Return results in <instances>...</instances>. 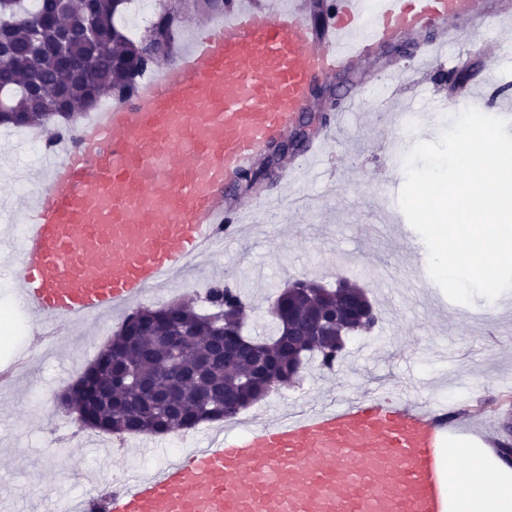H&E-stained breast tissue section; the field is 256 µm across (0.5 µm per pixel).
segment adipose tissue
I'll list each match as a JSON object with an SVG mask.
<instances>
[{
    "instance_id": "adipose-tissue-1",
    "label": "adipose tissue",
    "mask_w": 512,
    "mask_h": 512,
    "mask_svg": "<svg viewBox=\"0 0 512 512\" xmlns=\"http://www.w3.org/2000/svg\"><path fill=\"white\" fill-rule=\"evenodd\" d=\"M461 458L451 471L454 512H512V465L497 457L483 442H468L466 449H451Z\"/></svg>"
}]
</instances>
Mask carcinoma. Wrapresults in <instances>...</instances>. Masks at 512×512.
<instances>
[{
  "label": "carcinoma",
  "instance_id": "obj_1",
  "mask_svg": "<svg viewBox=\"0 0 512 512\" xmlns=\"http://www.w3.org/2000/svg\"><path fill=\"white\" fill-rule=\"evenodd\" d=\"M23 2L0 0V64L10 53L24 50L34 25L41 18L55 15V22L44 23L39 29L44 50L26 55L21 64L11 69V111L24 115L26 127L52 125L57 132L66 133L75 128L77 119L84 118L85 112L89 111V100L99 102L108 98L121 102L129 98L148 71L169 62L177 52L180 21L177 12L162 3L159 4L158 18L148 34L133 39L115 22L129 0H43L41 9L32 13L25 9ZM87 22L97 32V38L93 40L81 35V29ZM63 41L71 58L82 64H90L85 73L73 75L61 68L53 49ZM32 87L49 105L54 102L60 89H66L69 111L60 116L55 112L34 109L28 98V90ZM278 156V148L275 147L244 181L257 183L268 179L271 166ZM307 284L313 290L323 291L329 305H335L342 299L356 300L365 296L363 288L352 280L346 281L345 286L337 290H327L315 280H309ZM307 308L306 304L294 306L293 317L275 322L271 336H248L244 334L242 296L236 288L224 282L210 287L209 310L206 312L197 311L189 301L158 309L142 306L138 311L161 334L166 333L172 325L192 332V341L180 352L181 361L193 366L200 359H207L209 381L238 388L243 407L247 408L266 398L268 387L256 378V371L248 361L226 365L223 358L211 354L205 337L218 328L243 336L251 353L268 356L264 366L266 378L276 379L277 387L286 388L296 382V376L309 361L316 360L321 367L331 370L344 357L347 335L346 330L339 327L324 329L323 338L313 350L288 345V335L310 332ZM126 329L127 324H122L113 336L112 344L126 349V357L134 374L158 387L163 386L164 380L155 377V372L160 362L168 356L167 351L158 346L151 336H138L134 345L127 346L130 337L126 335ZM108 377L107 361L102 355L69 389L70 408L85 415V425L120 437L149 433L160 435L167 431L164 423L143 414L136 402L133 387L124 391L130 401L119 411L96 400L88 391V384ZM222 419L223 401L217 395L205 408L186 401L180 424L193 428L204 422Z\"/></svg>",
  "mask_w": 512,
  "mask_h": 512
}]
</instances>
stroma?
Returning a JSON list of instances; mask_svg holds the SVG:
<instances>
[{
  "label": "stroma",
  "instance_id": "obj_1",
  "mask_svg": "<svg viewBox=\"0 0 512 512\" xmlns=\"http://www.w3.org/2000/svg\"><path fill=\"white\" fill-rule=\"evenodd\" d=\"M455 52L445 48L428 66L415 60L371 52L354 65L325 78L344 105L349 88L366 90L373 104L397 97L406 114L394 124L374 123L369 113L346 118L330 162L304 172L294 194L309 208L281 214L278 223H257L243 241L226 242L222 252L197 272V283L228 282L247 308L249 332L270 317L279 292L295 279L335 287L357 280L381 312L377 329L361 345H347L333 370L310 364L285 395L256 404L260 418L301 406L316 407L381 389L411 397L433 396L448 406L450 432H468L475 416L512 414L505 381H512V290L500 300L482 297L466 305L451 301L435 283H423L399 224L405 216L398 196L405 181V159L420 142L437 141L451 127L447 102L455 92L443 77L454 68ZM464 93H480L487 115L512 102V24L484 29L467 56ZM391 82H383V75ZM442 102L430 124H411L407 114L424 101ZM35 172L29 149L0 150V226L11 224L17 193L32 194L36 179L10 181L12 169ZM122 314L92 324H73L63 334L39 338L26 317L17 334L0 338V371L13 370L0 385V512H40L46 499L72 498L106 490L116 475L140 476L165 464L169 439L137 435L116 439L101 434L95 443L74 438L75 428L58 408V397L112 340Z\"/></svg>",
  "mask_w": 512,
  "mask_h": 512
}]
</instances>
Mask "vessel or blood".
Masks as SVG:
<instances>
[{
    "label": "vessel or blood",
    "mask_w": 512,
    "mask_h": 512,
    "mask_svg": "<svg viewBox=\"0 0 512 512\" xmlns=\"http://www.w3.org/2000/svg\"><path fill=\"white\" fill-rule=\"evenodd\" d=\"M511 12L492 0H335L323 27L304 0H228L189 47L124 102L55 137L40 190L17 200L18 305L52 326L88 321L185 279L248 235L281 196L224 200L285 138L316 80L368 52L436 29L422 56L471 48L460 17ZM339 126L307 160H324ZM447 411L433 398L365 395L225 432L113 487L103 512H451L438 453Z\"/></svg>",
    "instance_id": "1"
}]
</instances>
